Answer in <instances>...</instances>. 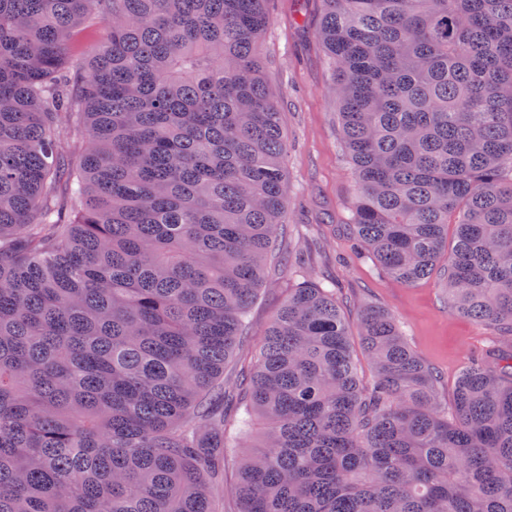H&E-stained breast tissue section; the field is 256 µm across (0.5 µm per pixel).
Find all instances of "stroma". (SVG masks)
Here are the masks:
<instances>
[{"label":"stroma","mask_w":512,"mask_h":512,"mask_svg":"<svg viewBox=\"0 0 512 512\" xmlns=\"http://www.w3.org/2000/svg\"><path fill=\"white\" fill-rule=\"evenodd\" d=\"M323 0H269L270 23L262 53L288 153L286 171V263L264 283L250 311L253 328L266 327L304 274L334 282L336 303L348 326L362 383L374 368L360 337L359 311L381 305L398 321L410 345L439 372V397L452 408L456 379L471 355L487 354L501 341L486 326L448 309L441 274L408 288L388 277L352 232L358 195L352 165L341 142L337 108L329 93L335 64L319 37Z\"/></svg>","instance_id":"stroma-1"}]
</instances>
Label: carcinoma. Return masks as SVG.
Returning a JSON list of instances; mask_svg holds the SVG:
<instances>
[{
    "instance_id": "carcinoma-1",
    "label": "carcinoma",
    "mask_w": 512,
    "mask_h": 512,
    "mask_svg": "<svg viewBox=\"0 0 512 512\" xmlns=\"http://www.w3.org/2000/svg\"><path fill=\"white\" fill-rule=\"evenodd\" d=\"M268 24L0 0V512H219L234 463L238 512H512V0H325L320 25L358 241L504 339L451 416L380 307L364 387L311 276L218 408L286 216Z\"/></svg>"
}]
</instances>
